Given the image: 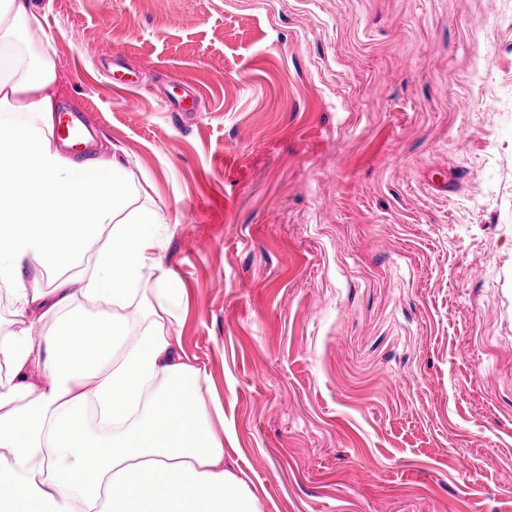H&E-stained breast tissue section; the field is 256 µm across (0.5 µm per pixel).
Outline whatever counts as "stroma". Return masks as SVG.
Here are the masks:
<instances>
[{"instance_id":"obj_1","label":"stroma","mask_w":512,"mask_h":512,"mask_svg":"<svg viewBox=\"0 0 512 512\" xmlns=\"http://www.w3.org/2000/svg\"><path fill=\"white\" fill-rule=\"evenodd\" d=\"M33 4L265 512H512V0Z\"/></svg>"}]
</instances>
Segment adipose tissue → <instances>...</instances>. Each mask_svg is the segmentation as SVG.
Instances as JSON below:
<instances>
[{
    "mask_svg": "<svg viewBox=\"0 0 512 512\" xmlns=\"http://www.w3.org/2000/svg\"><path fill=\"white\" fill-rule=\"evenodd\" d=\"M56 81L32 0H0V512H265L173 331L165 217L119 158L63 154Z\"/></svg>",
    "mask_w": 512,
    "mask_h": 512,
    "instance_id": "adipose-tissue-1",
    "label": "adipose tissue"
}]
</instances>
